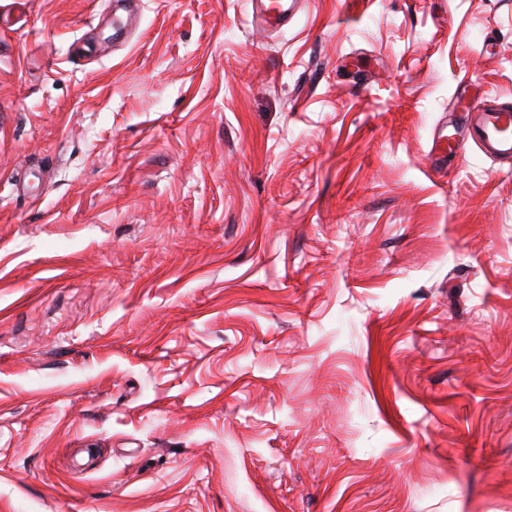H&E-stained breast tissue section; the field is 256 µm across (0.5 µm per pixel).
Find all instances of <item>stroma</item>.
I'll use <instances>...</instances> for the list:
<instances>
[{
	"label": "stroma",
	"mask_w": 512,
	"mask_h": 512,
	"mask_svg": "<svg viewBox=\"0 0 512 512\" xmlns=\"http://www.w3.org/2000/svg\"><path fill=\"white\" fill-rule=\"evenodd\" d=\"M0 0V512H512V0ZM253 9L268 26L283 27L293 16L297 0H252ZM457 112L465 113L468 137L495 160L512 159V105L477 98L464 102Z\"/></svg>",
	"instance_id": "1"
}]
</instances>
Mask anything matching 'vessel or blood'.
<instances>
[{"mask_svg":"<svg viewBox=\"0 0 512 512\" xmlns=\"http://www.w3.org/2000/svg\"><path fill=\"white\" fill-rule=\"evenodd\" d=\"M252 5L266 25L275 27L288 24L295 9L294 0H252ZM460 110L474 144L495 160H512V104L479 98L464 102Z\"/></svg>","mask_w":512,"mask_h":512,"instance_id":"b4317fda","label":"vessel or blood"}]
</instances>
